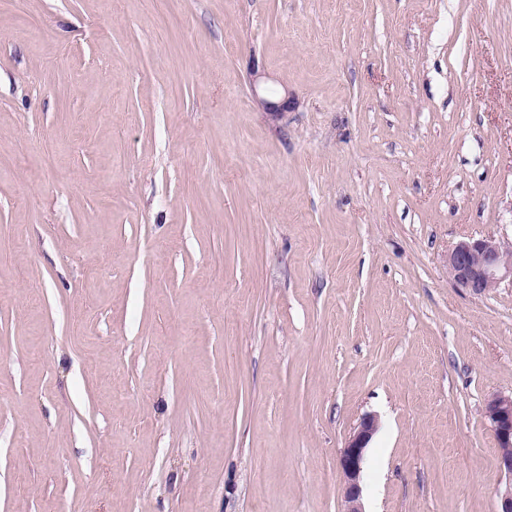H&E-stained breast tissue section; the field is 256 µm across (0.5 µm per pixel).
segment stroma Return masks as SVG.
Instances as JSON below:
<instances>
[{"label": "stroma", "instance_id": "stroma-1", "mask_svg": "<svg viewBox=\"0 0 512 512\" xmlns=\"http://www.w3.org/2000/svg\"><path fill=\"white\" fill-rule=\"evenodd\" d=\"M487 235L512 0H0V512H496ZM447 263L449 277L473 295L487 294L506 280L512 284V242L495 236L458 242ZM378 430L374 416L362 418L340 454L344 512H366L363 507L364 465L369 444Z\"/></svg>", "mask_w": 512, "mask_h": 512}]
</instances>
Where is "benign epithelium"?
<instances>
[{"label": "benign epithelium", "instance_id": "1", "mask_svg": "<svg viewBox=\"0 0 512 512\" xmlns=\"http://www.w3.org/2000/svg\"><path fill=\"white\" fill-rule=\"evenodd\" d=\"M264 111L279 114L290 110L293 100L257 97ZM448 275L473 295L487 294L506 280L512 282V242L494 236L458 242L447 257ZM486 417L498 442V465L508 482L498 495V512H512V396L495 395L486 404ZM378 421L362 418L340 454L344 512H365L363 507L364 465Z\"/></svg>", "mask_w": 512, "mask_h": 512}]
</instances>
